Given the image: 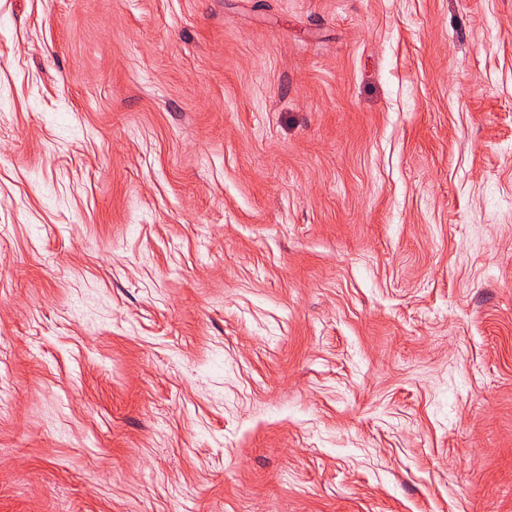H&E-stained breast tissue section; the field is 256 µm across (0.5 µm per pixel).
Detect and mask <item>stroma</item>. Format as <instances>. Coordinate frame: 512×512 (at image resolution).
Instances as JSON below:
<instances>
[{
  "label": "stroma",
  "mask_w": 512,
  "mask_h": 512,
  "mask_svg": "<svg viewBox=\"0 0 512 512\" xmlns=\"http://www.w3.org/2000/svg\"><path fill=\"white\" fill-rule=\"evenodd\" d=\"M0 512H512V0H0Z\"/></svg>",
  "instance_id": "obj_1"
}]
</instances>
